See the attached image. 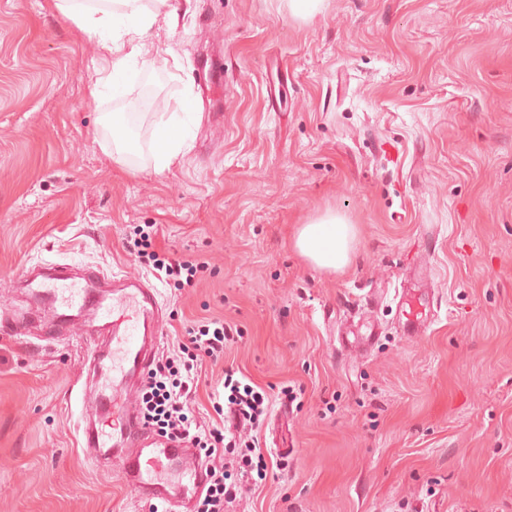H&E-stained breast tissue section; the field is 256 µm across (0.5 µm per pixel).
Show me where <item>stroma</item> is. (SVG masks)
I'll return each instance as SVG.
<instances>
[{
    "mask_svg": "<svg viewBox=\"0 0 512 512\" xmlns=\"http://www.w3.org/2000/svg\"><path fill=\"white\" fill-rule=\"evenodd\" d=\"M170 2L178 65L140 58L125 97L95 102V41L46 0H0V311H27L51 263L149 277L126 237L156 225V251L207 264L158 284L159 351L210 320L234 338L194 422L225 369L270 396L267 475L232 512H512V0ZM187 92L201 121L155 172L157 104ZM109 112L139 115L129 163L99 149ZM329 212L355 230L332 273L293 246ZM372 288L377 343L340 351ZM405 288L430 321L414 339ZM89 351L0 328V512H153L120 460L84 458Z\"/></svg>",
    "mask_w": 512,
    "mask_h": 512,
    "instance_id": "stroma-1",
    "label": "stroma"
}]
</instances>
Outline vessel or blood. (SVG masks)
I'll return each instance as SVG.
<instances>
[{
	"instance_id": "vessel-or-blood-1",
	"label": "vessel or blood",
	"mask_w": 512,
	"mask_h": 512,
	"mask_svg": "<svg viewBox=\"0 0 512 512\" xmlns=\"http://www.w3.org/2000/svg\"><path fill=\"white\" fill-rule=\"evenodd\" d=\"M98 278V272H90L82 287L68 281L58 265L35 292L49 312L44 335H57L61 322L77 309L99 322L110 344L109 349L88 357L87 375L93 387L77 392L83 414L93 417L81 433L85 457L94 464L120 458L128 487L141 499L183 506L202 491L204 468L195 450L185 444L151 439L137 407L142 375L154 359L156 339L162 333L157 291L139 279L131 287L113 289L110 299L100 300L89 288ZM399 309L404 336L424 333L426 318L414 297L400 298Z\"/></svg>"
}]
</instances>
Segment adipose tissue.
Returning <instances> with one entry per match:
<instances>
[{"mask_svg":"<svg viewBox=\"0 0 512 512\" xmlns=\"http://www.w3.org/2000/svg\"><path fill=\"white\" fill-rule=\"evenodd\" d=\"M52 7L95 40L100 49L95 67L97 77L89 87L92 100H100L107 93L122 96L129 66L137 58L149 53L160 57L171 52L160 39L161 31L170 32L176 26L177 14L169 0H96L92 6L83 0H52ZM176 108V115L161 121L155 129L153 159L159 172L176 161L195 117L190 100L178 101ZM352 240V226L329 214L303 225L295 247L316 267L335 272L347 265Z\"/></svg>","mask_w":512,"mask_h":512,"instance_id":"ef3b65f1","label":"adipose tissue"}]
</instances>
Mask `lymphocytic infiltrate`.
<instances>
[{"instance_id":"1","label":"lymphocytic infiltrate","mask_w":512,"mask_h":512,"mask_svg":"<svg viewBox=\"0 0 512 512\" xmlns=\"http://www.w3.org/2000/svg\"><path fill=\"white\" fill-rule=\"evenodd\" d=\"M140 262L150 267L157 279L174 282L178 287L192 285L201 262L172 258L158 253L149 232L137 229L129 244ZM228 341L223 323L187 329L179 337L172 353L162 356L147 374L141 398L145 426L168 440L190 442L200 451L209 477L206 492L198 499L195 512H228L240 496L253 471L266 466L260 445V430L268 415L270 400L266 393L224 374L226 401H213L215 425L202 435L192 434L188 398L199 381L204 360L218 361Z\"/></svg>"}]
</instances>
